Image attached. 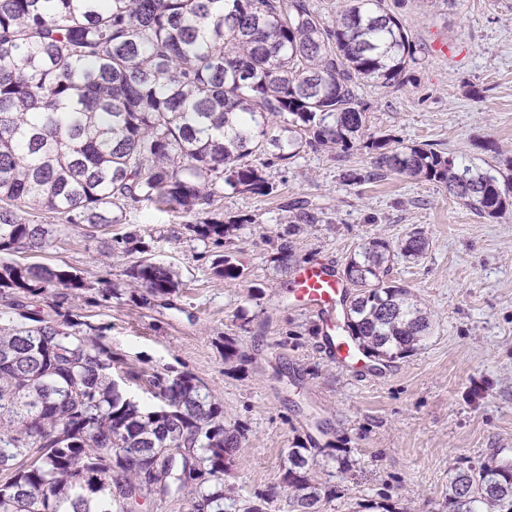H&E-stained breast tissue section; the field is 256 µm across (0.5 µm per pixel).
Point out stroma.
Returning <instances> with one entry per match:
<instances>
[{
  "instance_id": "35a3bbf8",
  "label": "stroma",
  "mask_w": 512,
  "mask_h": 512,
  "mask_svg": "<svg viewBox=\"0 0 512 512\" xmlns=\"http://www.w3.org/2000/svg\"><path fill=\"white\" fill-rule=\"evenodd\" d=\"M406 27L417 61L398 87L366 84L358 94L370 131L402 144H430L457 159L505 167L512 159V0H386ZM447 44V54L434 43ZM356 149L338 156L306 151L269 168L267 197L225 188L224 216L248 214L230 242L200 240L180 215L148 204L107 236L137 233L178 273L172 306L143 307L128 296L99 302L132 261L104 255L99 238L70 232L24 262L59 265L88 284L72 305L101 327L103 341L138 372L195 376L224 402L227 423L245 438L226 484L261 498L264 512H290L281 485L287 452L314 450L312 477L332 490L322 512H446L456 469L512 458V210L483 218L446 189L397 175L359 184L367 171ZM306 200L320 221L294 228L287 203ZM423 231L419 260L395 257L389 276L410 288L432 328L411 356L375 372L340 369L312 329L316 314L289 298L296 267L330 262L344 269L361 244L399 242ZM288 246V264L280 262ZM230 253L245 276L214 277L216 255ZM233 339L238 354L224 358Z\"/></svg>"
}]
</instances>
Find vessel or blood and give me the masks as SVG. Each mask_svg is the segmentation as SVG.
Returning a JSON list of instances; mask_svg holds the SVG:
<instances>
[{"instance_id":"vessel-or-blood-1","label":"vessel or blood","mask_w":512,"mask_h":512,"mask_svg":"<svg viewBox=\"0 0 512 512\" xmlns=\"http://www.w3.org/2000/svg\"><path fill=\"white\" fill-rule=\"evenodd\" d=\"M346 291L340 273L332 265L317 263L299 267L290 283L291 294L309 311L322 316L328 326H335L337 311ZM325 348L339 364L359 370L366 361L349 342L341 337L326 336Z\"/></svg>"}]
</instances>
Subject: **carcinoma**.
<instances>
[{
  "instance_id": "carcinoma-1",
  "label": "carcinoma",
  "mask_w": 512,
  "mask_h": 512,
  "mask_svg": "<svg viewBox=\"0 0 512 512\" xmlns=\"http://www.w3.org/2000/svg\"><path fill=\"white\" fill-rule=\"evenodd\" d=\"M329 24L310 0H0V512H134L147 501L186 500L190 512H263L224 485L245 438L224 404L189 373L146 376L157 400L118 385L124 359L100 328L69 308L87 288L60 266L22 264L64 233L27 209L83 230L122 223L143 204L200 216L229 185L269 196L265 170L310 149L360 147L372 170L425 179L482 217L512 207V172L459 162L427 145L372 133L358 89L398 87L415 61L412 39L384 0H345ZM255 156L260 165L244 159ZM244 215L187 228L216 243L250 224ZM143 257L123 270L130 300L170 303L174 269ZM420 231L372 238L343 278L345 339L370 358H404L431 319L388 279L401 255L421 258ZM211 273L239 280L233 255ZM49 296L62 322L22 311ZM311 449H288L281 482L292 512H321L331 490L312 479ZM448 512H512V464L468 466L448 481Z\"/></svg>"
}]
</instances>
